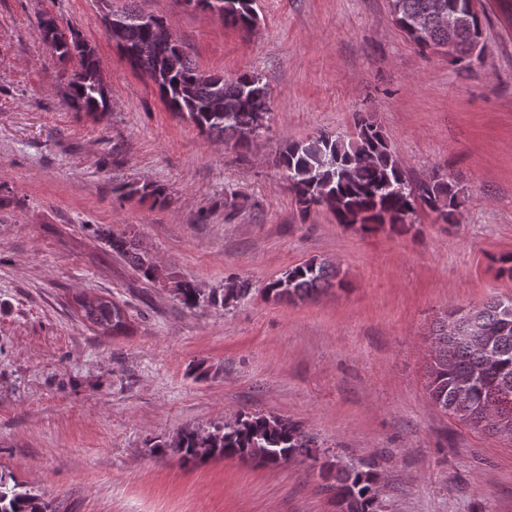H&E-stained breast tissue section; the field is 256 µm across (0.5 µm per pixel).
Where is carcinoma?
I'll list each match as a JSON object with an SVG mask.
<instances>
[{
	"label": "carcinoma",
	"instance_id": "1",
	"mask_svg": "<svg viewBox=\"0 0 512 512\" xmlns=\"http://www.w3.org/2000/svg\"><path fill=\"white\" fill-rule=\"evenodd\" d=\"M224 22L250 29L254 26V0H221ZM446 16L452 21L464 17L455 28L453 63L472 70L473 56L483 41L481 17L473 0H444ZM438 0H389L396 26L420 50L448 43V27L435 17ZM122 43L119 48L149 43L148 51L132 64L147 72L157 85L170 111L188 118L201 132L218 141L233 139L243 145L256 136V128L271 111L267 84L254 74L242 73L226 79L218 73L200 70L181 46L151 38L145 14L129 8L113 12ZM42 41L59 58L79 57V69L68 83L67 99L89 113L109 111L107 89L94 51L81 41L65 40L57 19L44 14L39 20ZM354 133H321L306 140H292L279 153V165L286 171L289 189L297 208L306 216L324 201L334 204L336 222L359 226L364 231L388 227L404 234L413 228L411 217L417 208L439 212L450 224L461 202L459 191L442 178L412 185L393 154L378 124L360 112L353 116ZM113 252L127 258L140 275L155 282L162 273L148 252L134 240L121 235L108 237ZM337 272L329 265L309 260L288 269L268 283L263 293L279 301L311 299L327 287ZM171 291L187 308L207 305L215 309L248 298L252 292L246 280L232 283L222 294H202L189 281H176ZM84 319L102 336L126 329L123 310L112 300L94 303L77 301ZM456 317L470 332L476 326L491 328L495 358H483L470 343L448 337V318ZM512 325V298H492L475 308L448 312L433 330L434 351L428 366L427 391L442 411L474 427L512 437V328L500 336L503 323ZM476 374L481 381L460 399L458 386ZM158 455L176 453L186 462L238 458L267 466H278L303 458L320 462L319 476L324 488L333 492L338 512H376V472L370 464L342 466L319 461V451L299 424L276 415L240 414L233 420L209 426L188 427L150 445ZM0 512H54L51 502L33 493L15 477L0 474Z\"/></svg>",
	"mask_w": 512,
	"mask_h": 512
}]
</instances>
